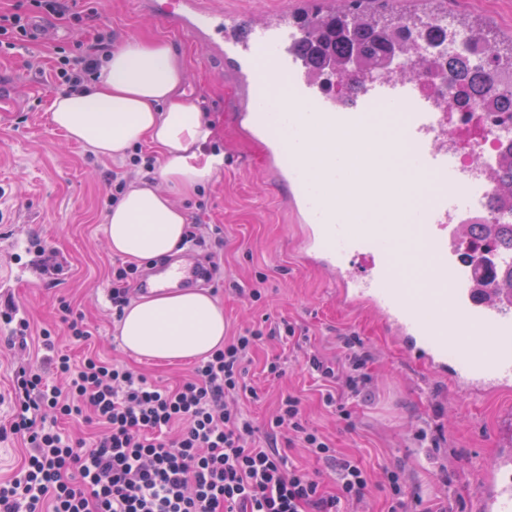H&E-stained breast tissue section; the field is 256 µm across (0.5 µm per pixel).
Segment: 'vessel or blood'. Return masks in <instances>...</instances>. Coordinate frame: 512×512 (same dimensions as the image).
I'll use <instances>...</instances> for the list:
<instances>
[{"label":"vessel or blood","instance_id":"1","mask_svg":"<svg viewBox=\"0 0 512 512\" xmlns=\"http://www.w3.org/2000/svg\"><path fill=\"white\" fill-rule=\"evenodd\" d=\"M164 20L191 35L209 56L234 66L244 96L239 119L264 140L270 168L289 185L290 202L309 226V249L336 280L341 301L370 309L413 358L463 394L512 389V295L481 287L473 265L460 258L461 227L455 219L468 209V200L448 194L410 211L402 224H357L351 217L366 195L387 185L356 159L364 113L373 105L401 104L410 82L372 77L356 97L324 91L308 80L294 51L296 32L286 22L243 29L238 13L214 7L212 0H174ZM265 60L292 88L289 103L276 113L266 109ZM397 129L417 176L447 171L448 115L435 96L421 99L419 111L400 113ZM319 130L346 132L349 147L315 171L305 146ZM25 248L32 256L29 274H15L13 282L0 284V292L43 280L44 241L27 239ZM198 277L196 263L179 256L160 264L141 286L177 288ZM468 512H512V448L495 449L479 473Z\"/></svg>","mask_w":512,"mask_h":512}]
</instances>
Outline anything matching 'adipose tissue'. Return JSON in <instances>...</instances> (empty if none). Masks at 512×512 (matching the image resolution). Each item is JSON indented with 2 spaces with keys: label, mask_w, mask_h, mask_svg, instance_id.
I'll list each match as a JSON object with an SVG mask.
<instances>
[{
  "label": "adipose tissue",
  "mask_w": 512,
  "mask_h": 512,
  "mask_svg": "<svg viewBox=\"0 0 512 512\" xmlns=\"http://www.w3.org/2000/svg\"><path fill=\"white\" fill-rule=\"evenodd\" d=\"M50 112L68 140L99 156H124L143 140L155 147L163 187L145 182L130 188L108 215L107 242L112 254L130 260L173 254L184 240L187 216L171 194H190L212 177L213 158L204 147L214 131L187 97L184 65L171 44L157 38L125 41L103 62L97 81L55 95ZM398 136L385 116H366L368 162L389 176L390 195L367 199L363 223H392L412 204L416 178L390 148ZM225 332L223 308L189 288L149 292L131 301L120 322L126 352L160 360L208 356L223 347Z\"/></svg>",
  "instance_id": "ef3b65f1"
}]
</instances>
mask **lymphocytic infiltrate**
<instances>
[{
	"mask_svg": "<svg viewBox=\"0 0 512 512\" xmlns=\"http://www.w3.org/2000/svg\"><path fill=\"white\" fill-rule=\"evenodd\" d=\"M87 16L98 0H16L0 11V57L30 37V15L65 17L77 3ZM112 47V33L94 30L85 48L61 58L54 83L72 91L93 81ZM62 336L42 329L29 340L30 323L11 310L7 348L22 352L13 371L14 414L9 431L24 447L17 471L0 479V512H350L364 504L367 471L337 457L330 440L311 427L300 396L287 394L258 447V431L243 413L249 393L246 363L264 340V328L244 329L222 348L195 362L174 386L149 380L135 367L87 352L91 338L83 315L60 300ZM340 355L306 357L310 375L324 389L323 401L348 419L349 403L367 394L371 351L360 338H338ZM83 350L74 358L73 350ZM94 424L92 443L72 438L61 421ZM288 430L312 457L334 464L336 490L325 492L306 469L290 463L277 446Z\"/></svg>",
	"mask_w": 512,
	"mask_h": 512,
	"instance_id": "1",
	"label": "lymphocytic infiltrate"
}]
</instances>
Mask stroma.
<instances>
[{"label": "stroma", "mask_w": 512, "mask_h": 512, "mask_svg": "<svg viewBox=\"0 0 512 512\" xmlns=\"http://www.w3.org/2000/svg\"><path fill=\"white\" fill-rule=\"evenodd\" d=\"M225 8L261 17L293 18L304 10L328 8V0H224ZM449 14L463 12L486 24L500 39L512 37V0H450ZM96 24L112 29L113 45L130 38L164 37L183 55L186 88L200 102L216 134L210 145L224 163L204 183L206 209L196 198L175 196L189 221L224 228V276L233 290L215 292L224 308L228 335L249 326L287 321L306 334L302 346L273 338L251 356L248 379L257 395L241 402L257 422L274 413L282 392L293 390L306 400L307 417L371 474L367 512H388L387 470L401 469L409 494L407 512H466L467 491L477 486L481 464L491 456L499 435L512 431V394L471 398L446 379L428 373L410 357L385 326L364 312H352L336 300L323 265L304 261L303 223L288 208L286 190L264 164L260 143L230 121L243 103L229 66L210 61L187 36L166 27L159 15L137 12L132 0H101ZM38 45H23L0 58V74L15 77V107L0 112V241L44 239L58 252L62 274L17 289L16 302L33 329L62 330L60 299L84 315L92 332L90 348L101 356L128 363L165 385L184 379L192 363L159 360L123 350L118 323L108 299L109 270L114 259L107 244V215L101 200L108 193L107 174L120 169V158L94 157L88 146L69 141L50 121L55 47L76 51L87 37L88 24L56 21L43 29ZM260 289L252 300L251 289ZM342 333L359 336L374 360L367 400L351 405L350 421L337 419L324 406L305 366V354L317 350L335 357ZM280 355L288 374L279 381L264 372L268 357ZM437 436L435 448L419 447L416 435Z\"/></svg>", "instance_id": "stroma-1"}]
</instances>
